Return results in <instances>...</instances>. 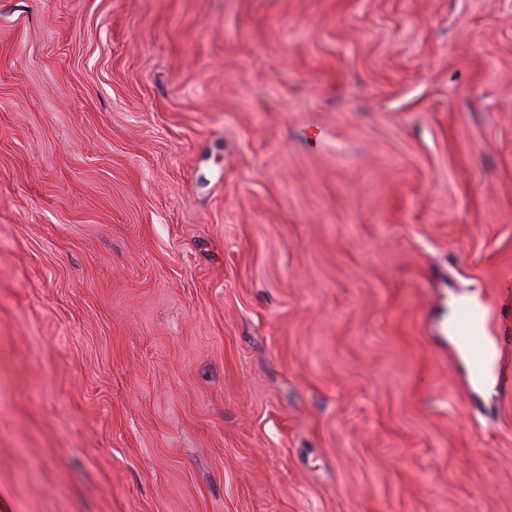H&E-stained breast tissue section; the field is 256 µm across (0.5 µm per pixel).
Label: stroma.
Returning <instances> with one entry per match:
<instances>
[{
    "mask_svg": "<svg viewBox=\"0 0 512 512\" xmlns=\"http://www.w3.org/2000/svg\"><path fill=\"white\" fill-rule=\"evenodd\" d=\"M512 0H0V512H512ZM455 329L460 340L480 359L483 354L480 311L470 306L460 307L455 319ZM496 357V350L492 340L487 339L484 368L480 375H476L474 369L470 368V381L474 388L482 393H490L494 384L493 365Z\"/></svg>",
    "mask_w": 512,
    "mask_h": 512,
    "instance_id": "stroma-1",
    "label": "stroma"
}]
</instances>
